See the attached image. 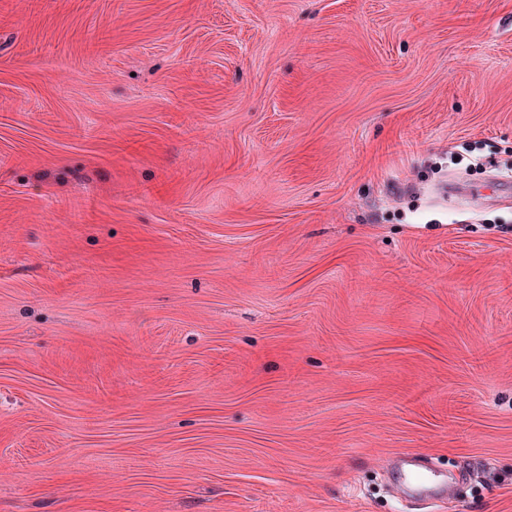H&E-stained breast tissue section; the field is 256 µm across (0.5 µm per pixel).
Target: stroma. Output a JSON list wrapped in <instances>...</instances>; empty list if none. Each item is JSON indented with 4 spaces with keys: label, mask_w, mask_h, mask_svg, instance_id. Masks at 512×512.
I'll use <instances>...</instances> for the list:
<instances>
[{
    "label": "stroma",
    "mask_w": 512,
    "mask_h": 512,
    "mask_svg": "<svg viewBox=\"0 0 512 512\" xmlns=\"http://www.w3.org/2000/svg\"><path fill=\"white\" fill-rule=\"evenodd\" d=\"M506 174L512 0H0V512H512Z\"/></svg>",
    "instance_id": "stroma-1"
}]
</instances>
